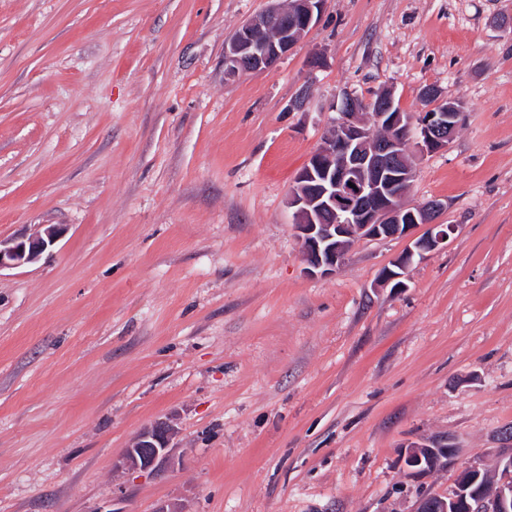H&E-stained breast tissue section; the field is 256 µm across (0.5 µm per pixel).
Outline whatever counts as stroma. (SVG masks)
<instances>
[{
	"instance_id": "obj_1",
	"label": "stroma",
	"mask_w": 512,
	"mask_h": 512,
	"mask_svg": "<svg viewBox=\"0 0 512 512\" xmlns=\"http://www.w3.org/2000/svg\"><path fill=\"white\" fill-rule=\"evenodd\" d=\"M269 0H0V237L66 229L0 272V512H414L512 425V0H326L267 72L224 48ZM463 105L408 203L447 247L353 240L308 275L288 192L349 93ZM309 90L302 111L288 106ZM176 427L161 476L113 464Z\"/></svg>"
}]
</instances>
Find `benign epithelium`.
Here are the masks:
<instances>
[{"label": "benign epithelium", "mask_w": 512, "mask_h": 512, "mask_svg": "<svg viewBox=\"0 0 512 512\" xmlns=\"http://www.w3.org/2000/svg\"><path fill=\"white\" fill-rule=\"evenodd\" d=\"M325 0H288L240 27L224 49V76L272 70L281 57L317 22ZM379 111L364 115L363 104L345 94L347 111L311 155L288 196L294 209L293 226L309 274H328L344 262L350 243L358 237L407 238L406 248L384 268L383 284L405 287L402 275L414 258H425L448 245L454 226L436 223L443 203H405L416 169L409 154L424 156L448 147L463 112L456 102L426 88L424 111L394 110V91L377 93ZM420 225L423 235L411 237ZM60 224H43L28 237L0 239V271L32 265L62 237ZM174 425L154 423L141 432L115 462L122 473L158 475L173 459ZM498 476L488 480L476 464L459 467L453 488L434 504L423 495L416 512H512V434H501Z\"/></svg>", "instance_id": "7a95c632"}]
</instances>
